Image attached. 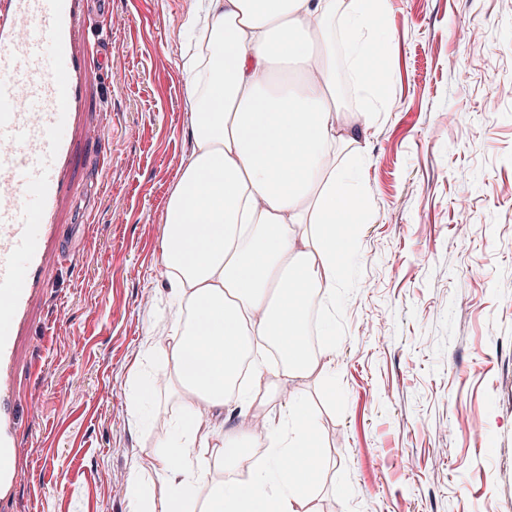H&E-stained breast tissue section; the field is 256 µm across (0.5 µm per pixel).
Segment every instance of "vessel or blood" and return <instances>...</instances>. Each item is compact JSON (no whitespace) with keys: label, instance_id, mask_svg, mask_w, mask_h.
Listing matches in <instances>:
<instances>
[{"label":"vessel or blood","instance_id":"obj_1","mask_svg":"<svg viewBox=\"0 0 512 512\" xmlns=\"http://www.w3.org/2000/svg\"><path fill=\"white\" fill-rule=\"evenodd\" d=\"M95 0H0V512H8L30 472L22 463V405L42 399L17 376L21 344L49 269L67 257L63 215L83 189L73 177V147L96 148L112 162L104 126L87 110L105 44L90 40Z\"/></svg>","mask_w":512,"mask_h":512}]
</instances>
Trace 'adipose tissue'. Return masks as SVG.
I'll use <instances>...</instances> for the list:
<instances>
[{
    "label": "adipose tissue",
    "instance_id": "adipose-tissue-1",
    "mask_svg": "<svg viewBox=\"0 0 512 512\" xmlns=\"http://www.w3.org/2000/svg\"><path fill=\"white\" fill-rule=\"evenodd\" d=\"M388 4L199 0L193 21L212 33V61L193 102L196 148L165 212L175 315L164 356L178 388L215 415L233 399L267 405L279 381L308 378L319 364L307 345L310 296L335 290L348 231L368 219L352 175L333 160L369 122L337 124L332 51L318 49L308 30L340 19L355 75L373 89L390 76ZM266 437L265 451L253 454L249 430L203 429L184 408L152 462L135 463L131 512H304L325 464L311 450L305 404L289 396ZM149 470L167 479L163 500L146 492Z\"/></svg>",
    "mask_w": 512,
    "mask_h": 512
}]
</instances>
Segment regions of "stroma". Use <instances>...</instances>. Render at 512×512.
I'll use <instances>...</instances> for the list:
<instances>
[{
  "mask_svg": "<svg viewBox=\"0 0 512 512\" xmlns=\"http://www.w3.org/2000/svg\"><path fill=\"white\" fill-rule=\"evenodd\" d=\"M110 2L111 24L90 21L111 65L88 110L106 120L112 164L89 171L88 146L75 144L85 192L67 216L70 261L51 268L23 348L49 362L37 378L19 369L44 404L25 418L32 479L12 512H129L134 464L185 403L156 352L169 293L156 266L168 199L195 149L183 65L197 0ZM386 23L390 78L378 92L336 53L340 119L373 112L356 151L335 158L362 157L369 218L317 314L328 361L299 387L327 461L306 507L482 512L486 500L512 502V0H390ZM138 372L153 387L144 421L130 400ZM473 417L491 454L468 430Z\"/></svg>",
  "mask_w": 512,
  "mask_h": 512,
  "instance_id": "stroma-1",
  "label": "stroma"
}]
</instances>
